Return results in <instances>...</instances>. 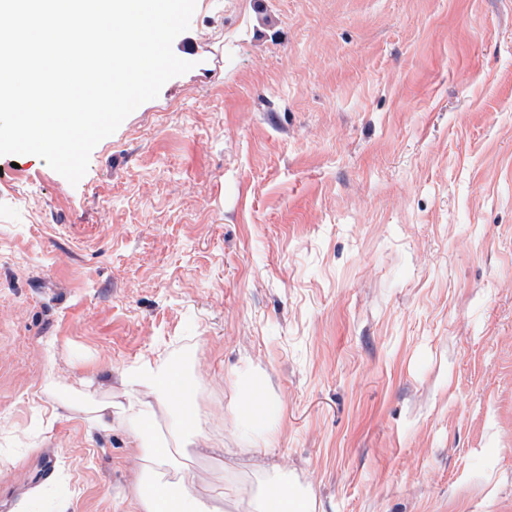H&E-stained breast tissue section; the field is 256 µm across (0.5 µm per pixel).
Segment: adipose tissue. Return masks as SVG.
I'll return each mask as SVG.
<instances>
[{
    "mask_svg": "<svg viewBox=\"0 0 512 512\" xmlns=\"http://www.w3.org/2000/svg\"><path fill=\"white\" fill-rule=\"evenodd\" d=\"M121 381L129 392L125 412L136 425L135 444L146 471L131 488L140 512H222L197 494L201 473L173 466L171 449L151 436L156 407L169 404L178 413L180 429L196 431L194 388L185 373L175 366L146 361L123 373Z\"/></svg>",
    "mask_w": 512,
    "mask_h": 512,
    "instance_id": "adipose-tissue-1",
    "label": "adipose tissue"
}]
</instances>
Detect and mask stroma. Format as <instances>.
<instances>
[{
	"instance_id": "1",
	"label": "stroma",
	"mask_w": 512,
	"mask_h": 512,
	"mask_svg": "<svg viewBox=\"0 0 512 512\" xmlns=\"http://www.w3.org/2000/svg\"><path fill=\"white\" fill-rule=\"evenodd\" d=\"M173 51L77 184L0 156V512H135L146 359L224 512H512V0H196ZM248 422L255 429H264L274 415V409L263 400H253L245 411ZM312 501L293 495L288 488H281L274 497V509L263 495L249 496L247 512H311Z\"/></svg>"
}]
</instances>
